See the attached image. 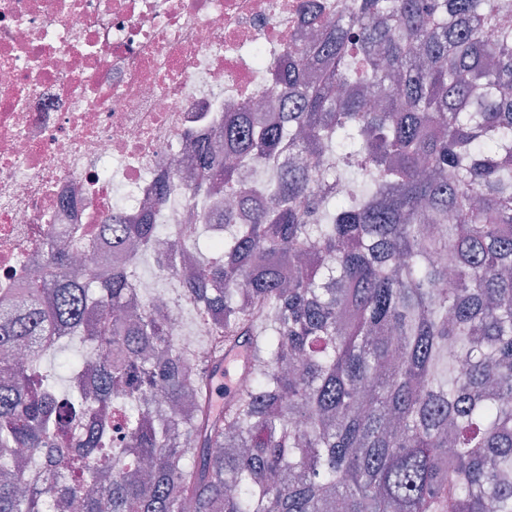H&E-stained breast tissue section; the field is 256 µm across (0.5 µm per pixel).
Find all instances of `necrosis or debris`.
Wrapping results in <instances>:
<instances>
[{
    "instance_id": "necrosis-or-debris-1",
    "label": "necrosis or debris",
    "mask_w": 512,
    "mask_h": 512,
    "mask_svg": "<svg viewBox=\"0 0 512 512\" xmlns=\"http://www.w3.org/2000/svg\"><path fill=\"white\" fill-rule=\"evenodd\" d=\"M334 21L348 0H0V299L37 282L52 227L79 224L72 267H109L93 246L113 216L200 227L178 169L217 140L227 103L286 109L273 71L308 38L306 3Z\"/></svg>"
}]
</instances>
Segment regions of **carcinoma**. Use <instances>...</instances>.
Returning a JSON list of instances; mask_svg holds the SVG:
<instances>
[{
	"mask_svg": "<svg viewBox=\"0 0 512 512\" xmlns=\"http://www.w3.org/2000/svg\"><path fill=\"white\" fill-rule=\"evenodd\" d=\"M312 23L274 72L288 111L224 119L234 167L198 149L189 196L232 205L200 213L212 257L168 253L167 296L223 316L202 357L133 281L162 224L124 225L110 269L50 249L0 309V512H512V0ZM73 336L61 395L40 360ZM237 350L251 386L218 405Z\"/></svg>",
	"mask_w": 512,
	"mask_h": 512,
	"instance_id": "carcinoma-1",
	"label": "carcinoma"
}]
</instances>
